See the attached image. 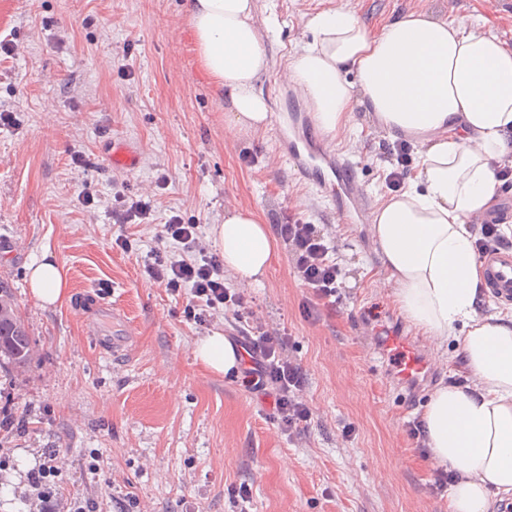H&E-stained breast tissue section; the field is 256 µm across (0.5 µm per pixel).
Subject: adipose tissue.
<instances>
[{
  "label": "adipose tissue",
  "instance_id": "adipose-tissue-1",
  "mask_svg": "<svg viewBox=\"0 0 512 512\" xmlns=\"http://www.w3.org/2000/svg\"><path fill=\"white\" fill-rule=\"evenodd\" d=\"M201 64L224 117L239 131L270 123L256 89L268 70L258 0H185ZM313 41L289 60L296 90L329 138L346 131L355 107L392 140L412 143L420 162L399 193L385 198L369 227L399 312L443 343L464 328L461 347L475 385L437 387L423 412L432 459L459 473L449 512H497L512 497V311L479 314L485 267L469 230L496 202L497 168L512 163V48L498 36L429 11H411L369 34L339 7L311 16ZM211 237L224 267L261 284L277 255L270 225L252 210L228 209ZM45 306L70 298L68 276L46 251L28 267ZM194 357L230 378L240 353L223 334L195 345Z\"/></svg>",
  "mask_w": 512,
  "mask_h": 512
}]
</instances>
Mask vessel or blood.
Segmentation results:
<instances>
[{"mask_svg": "<svg viewBox=\"0 0 512 512\" xmlns=\"http://www.w3.org/2000/svg\"><path fill=\"white\" fill-rule=\"evenodd\" d=\"M106 155L113 164L137 168L140 154L121 141H113ZM288 158L306 180L336 179V202L342 210L357 206L360 193L352 165L330 155L317 144L314 132H307L288 147ZM488 286L500 300H512V250L494 249L485 256ZM383 358L390 376L404 386H422L432 376L433 368L417 345L406 336H391L385 344Z\"/></svg>", "mask_w": 512, "mask_h": 512, "instance_id": "1", "label": "vessel or blood"}]
</instances>
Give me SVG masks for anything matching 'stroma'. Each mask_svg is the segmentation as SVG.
<instances>
[{
    "mask_svg": "<svg viewBox=\"0 0 512 512\" xmlns=\"http://www.w3.org/2000/svg\"><path fill=\"white\" fill-rule=\"evenodd\" d=\"M183 2L0 0V40L19 49L0 60V110L15 116L0 128V284L34 343L25 372L0 369V410L26 421L21 431L0 429V512H32L37 475L61 512H448L449 495L433 493L427 451L407 424L464 370L461 343L417 335L391 302L367 225L345 223L330 186L303 182L283 157L280 137L316 124L285 65L313 40L308 17L339 6L373 32L397 14L435 10L510 47L512 10L500 0H259L270 65L257 89L271 123L244 134L224 118ZM116 137L140 152L138 168L107 161ZM385 141L358 107L329 144L353 162L371 210L388 194ZM77 153L92 167H76ZM86 189L90 207L79 200ZM119 195L153 199V222L114 224ZM233 207L271 225L295 210L337 244L343 278L332 316H307L308 291L283 244L262 285L224 281L262 325L288 331L314 412L298 437L239 380L194 359L198 339L238 336L246 322L217 314L199 326L184 314L188 296L167 294L143 271L166 217L181 215L206 236ZM121 233L130 252L112 246ZM46 249L69 279L71 299L56 308L41 305L26 280ZM371 314L416 336L434 368L420 394L392 384L364 322ZM114 337L127 339L126 352H108ZM49 453L59 464L46 472Z\"/></svg>",
    "mask_w": 512,
    "mask_h": 512,
    "instance_id": "stroma-1",
    "label": "stroma"
}]
</instances>
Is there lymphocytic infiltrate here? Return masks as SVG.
<instances>
[{"label": "lymphocytic infiltrate", "instance_id": "1", "mask_svg": "<svg viewBox=\"0 0 512 512\" xmlns=\"http://www.w3.org/2000/svg\"><path fill=\"white\" fill-rule=\"evenodd\" d=\"M275 230L288 248L297 280L308 290L309 306L335 314L341 268L331 257L334 240L292 211L283 215ZM159 238L179 245L181 251L152 250L145 274L170 295L190 293L187 317L199 325L223 311L239 319L253 318L243 296L225 287L224 262L203 244L198 225L172 215L165 219ZM241 348L244 388L268 394L283 431L292 436L308 431L313 412L304 395L306 373L288 352L286 332L257 328L254 336L242 340Z\"/></svg>", "mask_w": 512, "mask_h": 512}]
</instances>
